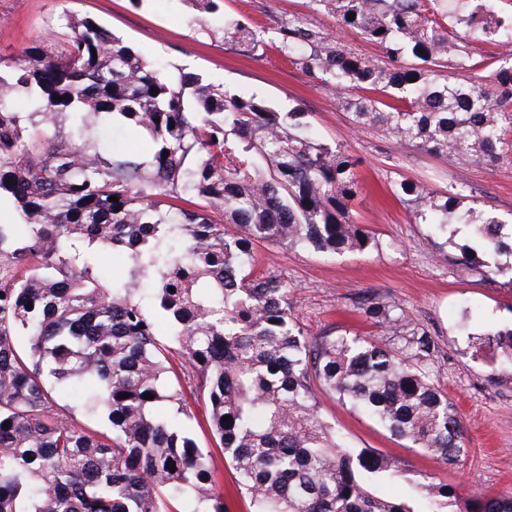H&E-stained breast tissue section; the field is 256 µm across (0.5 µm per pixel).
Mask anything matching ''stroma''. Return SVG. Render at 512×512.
Returning <instances> with one entry per match:
<instances>
[{
	"label": "stroma",
	"mask_w": 512,
	"mask_h": 512,
	"mask_svg": "<svg viewBox=\"0 0 512 512\" xmlns=\"http://www.w3.org/2000/svg\"><path fill=\"white\" fill-rule=\"evenodd\" d=\"M222 9L265 39L264 50L198 31L185 0H0V57L14 56L37 41L60 50L66 20H92L166 70L180 68L237 93L300 109L320 140L359 158L361 192L353 216L374 232L371 245L330 255L257 241V268L288 283L294 317L314 337L369 332L368 323L352 310L355 292L399 300L440 346L430 371L463 417L467 455L460 465H445L325 395L322 412L354 447L377 449L406 469L459 486L463 495L512 490V373L492 375L489 355L477 349L479 335L512 327V288L482 280L458 264L460 248L469 242L466 224L452 222L446 244L431 245L429 226L415 223L394 195L402 180L436 193L462 183L461 211L476 217L490 212L512 225V151L493 166H451L378 129L353 128L335 91L285 61L269 40L283 21L298 17L361 56L376 57L373 45L339 30L334 18L314 10L311 0H223ZM210 464L227 512H249V500L222 449L212 448Z\"/></svg>",
	"instance_id": "obj_1"
}]
</instances>
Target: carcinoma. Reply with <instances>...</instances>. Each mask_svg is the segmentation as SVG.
<instances>
[{
  "instance_id": "cac0c4a2",
  "label": "carcinoma",
  "mask_w": 512,
  "mask_h": 512,
  "mask_svg": "<svg viewBox=\"0 0 512 512\" xmlns=\"http://www.w3.org/2000/svg\"><path fill=\"white\" fill-rule=\"evenodd\" d=\"M184 2L206 31L220 0ZM312 3L379 57L298 18L280 26L275 48L321 86L362 92L344 100L354 126L453 165L499 159L512 66H485L468 37L499 45L512 38V15L484 0L451 12L448 0ZM224 39L260 43L233 19ZM450 64L467 79L448 81ZM303 117L196 74L165 73L90 20L72 23L60 52L38 45L0 58V198L28 229L19 237L0 224V512H172L170 499L187 512H224L210 451L192 437L176 387L183 376L252 512H512L511 491L464 497L417 480L351 446L322 414L318 391L444 464L466 454L456 406L429 371L438 343L401 303L361 290L351 303L379 335L313 339L294 320L288 283L254 273L258 240L336 254L374 240L352 215L359 160L319 140ZM116 121L149 151L122 150ZM397 194L437 233L464 188L438 195L403 180ZM469 226L485 253L512 256V230L498 220ZM105 251L127 256L122 275L100 274ZM469 251L460 264L488 279L512 272ZM146 293L170 327L165 342ZM483 344L494 353L491 376L512 373V328ZM58 387L71 407L56 401ZM77 408L112 432L76 421ZM387 485L407 490L390 497Z\"/></svg>"
}]
</instances>
